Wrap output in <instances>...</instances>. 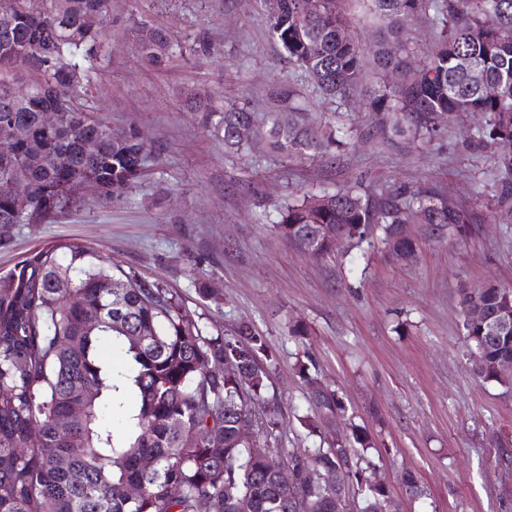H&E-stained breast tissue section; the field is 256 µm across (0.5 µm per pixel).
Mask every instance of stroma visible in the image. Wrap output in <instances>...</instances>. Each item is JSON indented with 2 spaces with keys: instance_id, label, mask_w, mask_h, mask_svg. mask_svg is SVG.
<instances>
[{
  "instance_id": "1",
  "label": "stroma",
  "mask_w": 512,
  "mask_h": 512,
  "mask_svg": "<svg viewBox=\"0 0 512 512\" xmlns=\"http://www.w3.org/2000/svg\"><path fill=\"white\" fill-rule=\"evenodd\" d=\"M269 12L267 0H112L111 57L92 73L99 116L138 128L149 174L52 222L0 224V277L38 248L80 241L104 263L164 283L210 332L246 321L267 336L278 356L271 391L284 415L283 447L306 445L294 420L308 408L295 372L306 348L374 437L368 456L403 512H512V389L474 374L460 305L464 289L512 286L499 151L477 143L476 116L444 124L430 143L393 140L382 115L365 108L374 70L348 100L323 96L272 38ZM141 19L184 48L163 69L140 60L130 28ZM191 89L261 121L292 92L296 121L333 127L342 145L288 157L225 152L189 110ZM352 185L375 195L430 190L480 220L462 242L410 225L418 249L409 263L393 257L376 226L361 248L342 243L326 258L275 233L288 201ZM202 284L213 300L201 301ZM297 320L310 328L302 342L288 333ZM408 470L425 488L416 500L402 481Z\"/></svg>"
}]
</instances>
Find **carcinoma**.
Segmentation results:
<instances>
[{
	"label": "carcinoma",
	"instance_id": "obj_1",
	"mask_svg": "<svg viewBox=\"0 0 512 512\" xmlns=\"http://www.w3.org/2000/svg\"><path fill=\"white\" fill-rule=\"evenodd\" d=\"M109 12V0H0V137L27 130L11 154L0 155V224L49 222L87 195L118 197L147 175L138 129L116 131L95 115L90 70L107 56ZM420 12L441 32L417 68L401 33ZM91 14L102 18L94 29L85 25ZM362 17L378 20L382 33L369 51L351 30ZM505 28L512 30V0H279L270 14L273 37L323 95L349 97L369 56L380 81L368 110L392 115L394 135L429 143L442 115L478 114L481 136L501 149L499 163L512 175V39L501 36ZM132 33L146 66L175 56L165 29L144 21ZM472 69L494 93L471 81ZM193 108L226 152L260 141L281 155H304L336 143L332 129L307 130L281 112L261 128L245 107L220 109L199 95ZM46 111L60 113L49 130L41 125ZM59 154L69 166L56 163ZM16 174L27 183L24 202L11 189ZM475 221L428 191L375 196L353 186L286 205L274 230L322 258L335 253L336 235L357 246L380 224L391 253L413 254L417 241L407 225L430 224L463 239ZM69 292L80 303L67 304ZM461 306L483 314L462 323L481 360L477 376L512 385L497 371L512 360V328L496 337L488 331L490 318L512 311V287L482 284L463 292ZM92 318L96 325L86 327ZM277 365L252 324L214 335L165 284L101 266L84 244L34 250L0 277V512H294V501L301 512H336L338 483L348 494L365 492L347 512H398L366 457L372 435L352 421L349 436L331 431L346 408L337 390L320 385L308 350L296 370L315 412L294 419L313 446H281L282 414L269 395ZM84 388L93 398L74 416L70 404ZM243 422L255 425L249 439L241 437ZM61 423L72 430L64 443L57 440ZM260 445L268 456L252 455ZM62 455L67 468L59 466ZM145 458L156 462L154 470L142 468ZM282 461L300 475L286 487L275 479ZM129 485L142 488L134 500Z\"/></svg>",
	"mask_w": 512,
	"mask_h": 512
}]
</instances>
